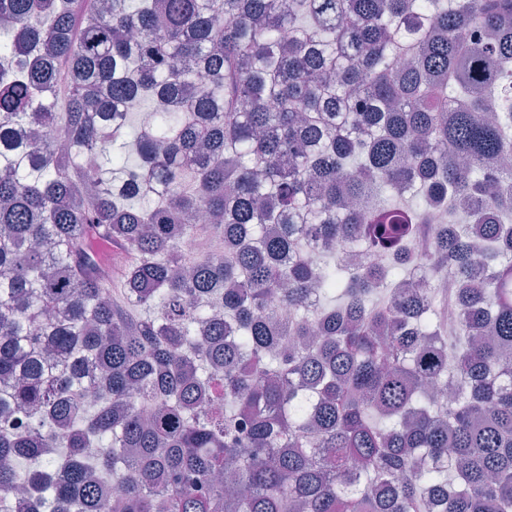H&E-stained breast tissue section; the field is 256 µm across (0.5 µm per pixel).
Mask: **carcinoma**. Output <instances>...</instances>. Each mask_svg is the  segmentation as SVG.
<instances>
[{"mask_svg":"<svg viewBox=\"0 0 512 512\" xmlns=\"http://www.w3.org/2000/svg\"><path fill=\"white\" fill-rule=\"evenodd\" d=\"M2 62L0 512H512V0H0Z\"/></svg>","mask_w":512,"mask_h":512,"instance_id":"1","label":"carcinoma"}]
</instances>
